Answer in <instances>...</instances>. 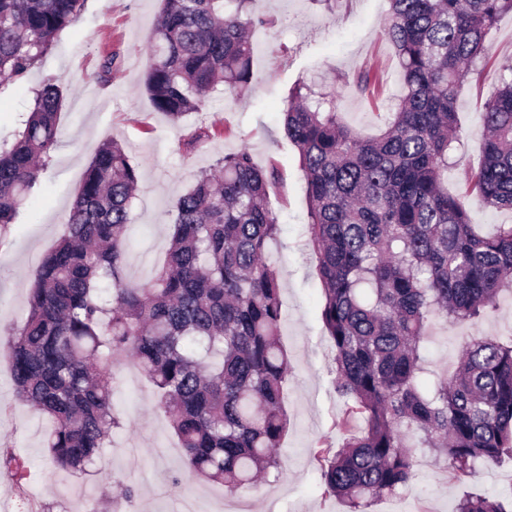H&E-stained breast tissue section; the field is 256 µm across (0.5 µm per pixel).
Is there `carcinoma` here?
Segmentation results:
<instances>
[{
  "label": "carcinoma",
  "mask_w": 512,
  "mask_h": 512,
  "mask_svg": "<svg viewBox=\"0 0 512 512\" xmlns=\"http://www.w3.org/2000/svg\"><path fill=\"white\" fill-rule=\"evenodd\" d=\"M257 0H162L145 88L177 123L218 87L252 80L248 31L270 24ZM85 0H0V77L23 79ZM512 0H389L384 35L404 95L377 136L363 138L336 99L295 85L285 136L306 174L310 244L324 293L344 424L361 427L318 454L325 492L349 512L409 486L417 449L458 478L512 458V336L472 337L455 371L424 355L427 326L473 322L512 294V224L485 234L448 193L460 146L456 99ZM63 85L48 78L10 146L0 145V230L14 223L49 166ZM484 159L469 182L479 205L512 211V77L483 106ZM275 169L241 147L200 170L176 202L165 262L129 280L127 231L139 183L126 149L95 154L66 231L35 270L24 324L6 335L17 398L47 415L44 448L57 469L87 474L121 428L112 368L124 359L154 386L188 474L236 497L280 466L291 370L280 336L279 228L267 201ZM24 465L0 448V470ZM457 512H512V497H466Z\"/></svg>",
  "instance_id": "carcinoma-1"
}]
</instances>
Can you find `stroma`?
I'll list each match as a JSON object with an SVG mask.
<instances>
[{
  "mask_svg": "<svg viewBox=\"0 0 512 512\" xmlns=\"http://www.w3.org/2000/svg\"><path fill=\"white\" fill-rule=\"evenodd\" d=\"M270 25L252 32L253 79L240 95H212L200 111L172 122L158 112L143 80L150 62L148 39L159 11L158 0H86L82 14L56 37L51 49L21 83L0 91V143L12 142L33 104V91L49 76L65 92L59 115V142L35 198L16 223L0 235V329L22 325L33 273L64 233L84 172L98 146L114 138L129 150L139 174L130 226L127 276L140 281L163 263L175 219V203L199 170L224 154L248 147L255 162L273 167L279 179L269 188V203L279 235L269 257L280 276V341L292 372L284 388L290 429L279 449L280 469L261 484L228 498L222 485L184 473L179 441L155 405L151 383L128 363L114 368L113 398L123 427L114 434L97 476L76 478L56 470L43 448L49 418L18 400L7 357L0 353V447L27 466L25 479L0 471V512H83L87 499L110 512L108 493L132 488L123 512H346L325 493L318 451L336 449L349 428L346 404L333 386V353L321 320L323 294L316 259L308 244L306 182L296 148L283 131L288 91L296 82L336 94L342 121L361 136L385 129L403 92L401 70L382 35L388 0H260ZM490 49L476 60L479 80L465 82L456 112L462 148L448 170V190L465 196V174L482 159V106L512 74V13L499 17ZM115 55L108 81L98 72ZM377 78L374 95L355 84L359 71ZM205 125L211 137L184 155L180 140ZM425 353L433 368L451 374L466 336L512 335V296L497 311L476 322L452 326L434 321ZM418 479L392 497L375 501L367 512H456L467 496L490 498L512 493V459L463 480L420 450ZM180 488H173L174 476Z\"/></svg>",
  "mask_w": 512,
  "mask_h": 512,
  "instance_id": "obj_1",
  "label": "stroma"
}]
</instances>
